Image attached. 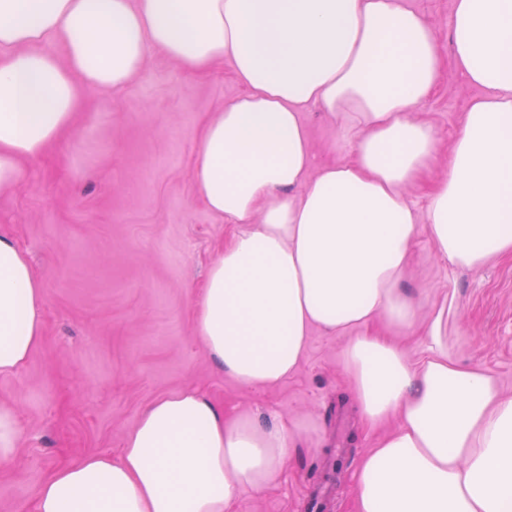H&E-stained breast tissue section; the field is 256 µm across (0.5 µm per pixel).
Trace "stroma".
<instances>
[{
  "instance_id": "1",
  "label": "stroma",
  "mask_w": 512,
  "mask_h": 512,
  "mask_svg": "<svg viewBox=\"0 0 512 512\" xmlns=\"http://www.w3.org/2000/svg\"><path fill=\"white\" fill-rule=\"evenodd\" d=\"M240 91L227 67L191 77L152 54L125 88L90 92L67 141L0 197V230L28 249L45 288L41 343L19 374L0 377V401L16 405L24 428L16 463L0 470V512H32L54 469L117 450L147 403L187 386L268 422L309 415L319 425V447L298 442L275 483L243 492L234 512H307L311 491L335 469L328 512H353L373 436L342 371L345 337L313 332L288 379L244 388L212 366L193 334L207 266L233 233L198 198L199 138ZM480 94L452 72L413 112L433 127L439 163ZM304 120L318 161L349 159L338 123L317 107ZM414 255L413 280L427 299H455L449 341L458 359L490 371L511 395L512 259L452 272L422 236Z\"/></svg>"
}]
</instances>
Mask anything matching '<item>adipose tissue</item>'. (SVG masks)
<instances>
[{
	"label": "adipose tissue",
	"instance_id": "adipose-tissue-1",
	"mask_svg": "<svg viewBox=\"0 0 512 512\" xmlns=\"http://www.w3.org/2000/svg\"><path fill=\"white\" fill-rule=\"evenodd\" d=\"M451 60L405 0H0V194L70 132L91 89H118L154 50L190 76L227 65L242 91L203 127L197 193L233 227L192 311L213 366L244 387L295 371L313 330L346 337L364 423L355 512H512V396L448 341L453 297L407 289L426 232L450 268L512 257V0H455ZM61 43L64 56L53 51ZM453 69L481 89L425 211L436 164L413 109ZM339 120L351 157L317 162L302 115ZM44 288L0 231V377L44 334ZM416 331L410 360L396 335ZM314 423L228 416L188 387L149 403L117 453L38 487L33 512H233L277 478Z\"/></svg>",
	"mask_w": 512,
	"mask_h": 512
}]
</instances>
